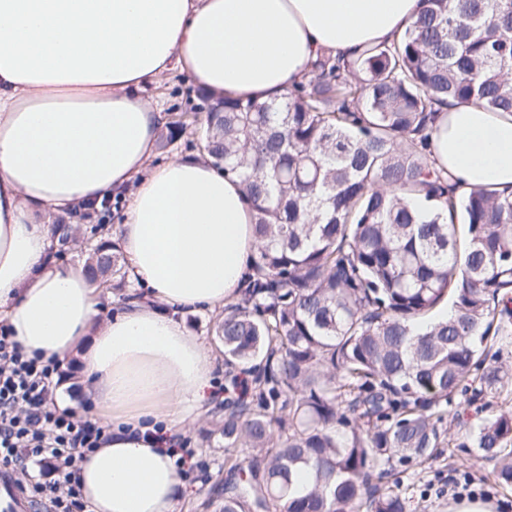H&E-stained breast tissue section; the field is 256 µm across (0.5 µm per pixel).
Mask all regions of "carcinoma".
Returning <instances> with one entry per match:
<instances>
[{"mask_svg":"<svg viewBox=\"0 0 512 512\" xmlns=\"http://www.w3.org/2000/svg\"><path fill=\"white\" fill-rule=\"evenodd\" d=\"M420 2L400 37L318 55L277 104L207 92L176 123L239 181L259 242L213 321L237 391L208 432L228 466L214 512H407L391 478L441 448L512 489L511 411L444 428L457 396L481 413L512 384V190L460 192L430 163L441 106L512 114V0ZM53 228L60 255L82 233L93 283L130 287L98 216Z\"/></svg>","mask_w":512,"mask_h":512,"instance_id":"cac0c4a2","label":"carcinoma"}]
</instances>
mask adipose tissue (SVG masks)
Here are the masks:
<instances>
[{"instance_id": "adipose-tissue-1", "label": "adipose tissue", "mask_w": 512, "mask_h": 512, "mask_svg": "<svg viewBox=\"0 0 512 512\" xmlns=\"http://www.w3.org/2000/svg\"><path fill=\"white\" fill-rule=\"evenodd\" d=\"M419 0H0V324L27 356L78 357L110 436L79 461L88 512H177L174 458L217 368L186 329L247 285L258 242L238 182L204 160L149 167L165 114L143 97L179 71L204 89L275 101L322 51L399 35ZM430 161L464 189L512 188V116L442 108ZM127 197L116 246L151 300L102 316L85 270L49 257L51 219Z\"/></svg>"}]
</instances>
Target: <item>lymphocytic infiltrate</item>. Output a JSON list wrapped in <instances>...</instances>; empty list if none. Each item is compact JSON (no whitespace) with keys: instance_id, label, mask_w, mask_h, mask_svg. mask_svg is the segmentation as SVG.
Returning <instances> with one entry per match:
<instances>
[{"instance_id":"f902f5d3","label":"lymphocytic infiltrate","mask_w":512,"mask_h":512,"mask_svg":"<svg viewBox=\"0 0 512 512\" xmlns=\"http://www.w3.org/2000/svg\"><path fill=\"white\" fill-rule=\"evenodd\" d=\"M56 361L28 358L0 325V465L29 459L63 475L62 482H32L33 496L48 512H85L73 466L78 457L107 441L91 418L58 410L53 402Z\"/></svg>"}]
</instances>
